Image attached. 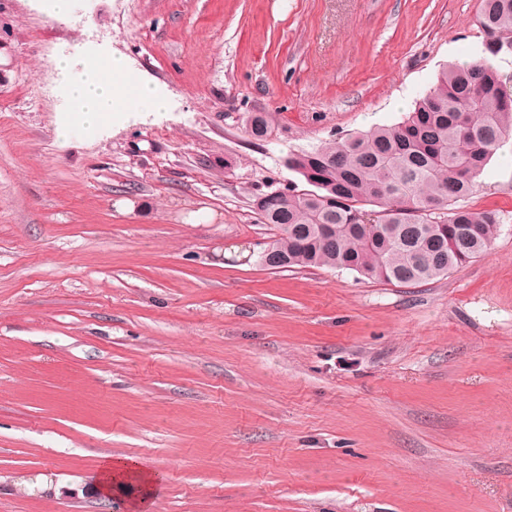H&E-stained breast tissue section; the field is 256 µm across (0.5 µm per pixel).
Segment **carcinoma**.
I'll return each instance as SVG.
<instances>
[{
  "label": "carcinoma",
  "mask_w": 512,
  "mask_h": 512,
  "mask_svg": "<svg viewBox=\"0 0 512 512\" xmlns=\"http://www.w3.org/2000/svg\"><path fill=\"white\" fill-rule=\"evenodd\" d=\"M477 22L482 56L442 70L403 121L288 157L312 189L255 199L278 231L261 263L273 253L282 269H348L411 285L491 247L500 214L455 203L512 136V78L492 64L512 56V0H481Z\"/></svg>",
  "instance_id": "carcinoma-1"
}]
</instances>
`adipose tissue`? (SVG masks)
Wrapping results in <instances>:
<instances>
[{
	"mask_svg": "<svg viewBox=\"0 0 512 512\" xmlns=\"http://www.w3.org/2000/svg\"><path fill=\"white\" fill-rule=\"evenodd\" d=\"M61 92L69 106L60 112L56 132L60 139L75 130L95 135L124 112H166L167 96L148 82L133 79L124 60L98 57L75 61L63 55L57 60ZM103 493L132 490V512H149L159 492L156 474L137 459L123 457L103 464L98 476Z\"/></svg>",
	"mask_w": 512,
	"mask_h": 512,
	"instance_id": "ef3b65f1",
	"label": "adipose tissue"
}]
</instances>
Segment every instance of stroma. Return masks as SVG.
<instances>
[{"label":"stroma","mask_w":512,"mask_h":512,"mask_svg":"<svg viewBox=\"0 0 512 512\" xmlns=\"http://www.w3.org/2000/svg\"><path fill=\"white\" fill-rule=\"evenodd\" d=\"M479 8L0 0V512H131L97 486L123 456L152 512H512V140L461 201L490 249L419 284L269 269L253 204L479 58ZM87 52L171 109L59 141Z\"/></svg>","instance_id":"1"}]
</instances>
